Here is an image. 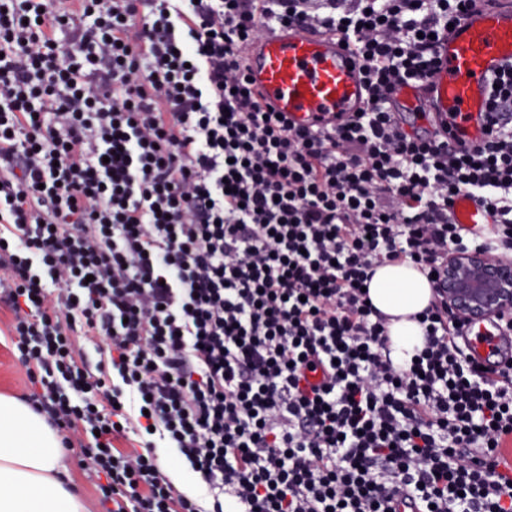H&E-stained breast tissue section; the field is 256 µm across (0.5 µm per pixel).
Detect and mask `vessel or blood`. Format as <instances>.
I'll return each mask as SVG.
<instances>
[{
    "instance_id": "obj_1",
    "label": "vessel or blood",
    "mask_w": 512,
    "mask_h": 512,
    "mask_svg": "<svg viewBox=\"0 0 512 512\" xmlns=\"http://www.w3.org/2000/svg\"><path fill=\"white\" fill-rule=\"evenodd\" d=\"M438 66L427 80V107L446 123L456 143H481L488 125L491 78L512 63V0L503 6L476 5L437 49ZM246 77L263 101L286 113L296 126L334 127L365 106L358 61L336 38L312 30L278 29L255 39L246 51ZM456 223H488L467 197L453 211ZM495 319L474 325L469 351L486 364L504 341Z\"/></svg>"
}]
</instances>
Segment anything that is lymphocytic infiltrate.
<instances>
[{
	"mask_svg": "<svg viewBox=\"0 0 512 512\" xmlns=\"http://www.w3.org/2000/svg\"><path fill=\"white\" fill-rule=\"evenodd\" d=\"M473 6L0 0V300L105 512H512V354L482 368L437 297L395 364L364 291L387 262L512 250V66L476 147L396 110ZM281 28L345 43L367 108H266L243 55ZM459 193L490 225L452 222Z\"/></svg>",
	"mask_w": 512,
	"mask_h": 512,
	"instance_id": "f902f5d3",
	"label": "lymphocytic infiltrate"
}]
</instances>
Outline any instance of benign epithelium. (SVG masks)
Here are the masks:
<instances>
[{
	"label": "benign epithelium",
	"mask_w": 512,
	"mask_h": 512,
	"mask_svg": "<svg viewBox=\"0 0 512 512\" xmlns=\"http://www.w3.org/2000/svg\"><path fill=\"white\" fill-rule=\"evenodd\" d=\"M448 311L478 324L512 311V259L479 249L448 254L438 283Z\"/></svg>",
	"instance_id": "1"
}]
</instances>
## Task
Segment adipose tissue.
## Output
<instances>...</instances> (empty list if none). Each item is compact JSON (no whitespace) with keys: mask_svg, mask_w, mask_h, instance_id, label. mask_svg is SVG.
<instances>
[{"mask_svg":"<svg viewBox=\"0 0 512 512\" xmlns=\"http://www.w3.org/2000/svg\"><path fill=\"white\" fill-rule=\"evenodd\" d=\"M369 295L391 317L393 360H409L423 343L412 316L428 306L429 282L410 264L387 263L376 268ZM0 512H89L70 485L58 432L43 415L7 395H0Z\"/></svg>","mask_w":512,"mask_h":512,"instance_id":"ef3b65f1","label":"adipose tissue"}]
</instances>
